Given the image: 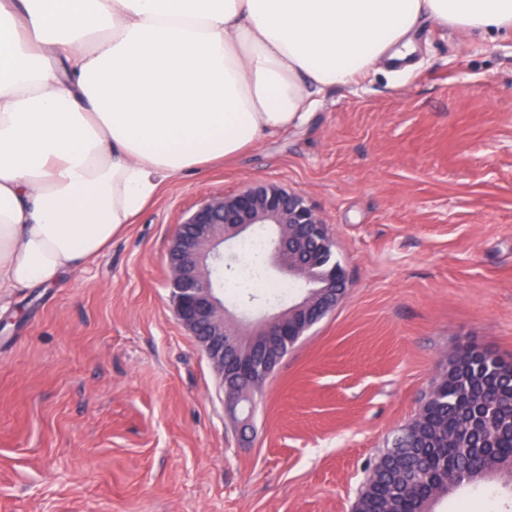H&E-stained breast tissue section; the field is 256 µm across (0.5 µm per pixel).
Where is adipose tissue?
Instances as JSON below:
<instances>
[{"label": "adipose tissue", "mask_w": 512, "mask_h": 512, "mask_svg": "<svg viewBox=\"0 0 512 512\" xmlns=\"http://www.w3.org/2000/svg\"><path fill=\"white\" fill-rule=\"evenodd\" d=\"M424 18L510 28L512 0H0V289L94 261L165 181L300 123Z\"/></svg>", "instance_id": "obj_1"}]
</instances>
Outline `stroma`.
Listing matches in <instances>:
<instances>
[{
    "label": "stroma",
    "instance_id": "stroma-1",
    "mask_svg": "<svg viewBox=\"0 0 512 512\" xmlns=\"http://www.w3.org/2000/svg\"><path fill=\"white\" fill-rule=\"evenodd\" d=\"M412 40L407 65L166 182L82 269L0 290V512H352L458 345L512 360V30L426 20ZM253 181L304 193L348 285L243 431L174 317L166 252L182 215ZM280 281L239 258L224 301L259 321L304 296ZM435 512H512V488L486 480Z\"/></svg>",
    "mask_w": 512,
    "mask_h": 512
}]
</instances>
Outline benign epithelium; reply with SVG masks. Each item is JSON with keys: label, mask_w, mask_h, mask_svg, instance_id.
Here are the masks:
<instances>
[{"label": "benign epithelium", "mask_w": 512, "mask_h": 512, "mask_svg": "<svg viewBox=\"0 0 512 512\" xmlns=\"http://www.w3.org/2000/svg\"><path fill=\"white\" fill-rule=\"evenodd\" d=\"M259 224L275 226L271 239L274 260L288 277L308 286L307 294L286 311L239 334L260 336L274 344L278 354L270 360L275 366L283 359L290 336H302L318 324L328 310L336 308V272L326 273L323 287H313L308 267L301 258L326 225L305 195L297 190L269 182H253L235 192L206 198L176 223L167 251L168 288L175 319L193 336L200 325L207 328L199 344L221 381L255 373L257 366L248 362L224 364V350L235 348L238 341L227 337L225 326L235 322L224 298L220 279L224 275L226 244Z\"/></svg>", "instance_id": "obj_1"}]
</instances>
